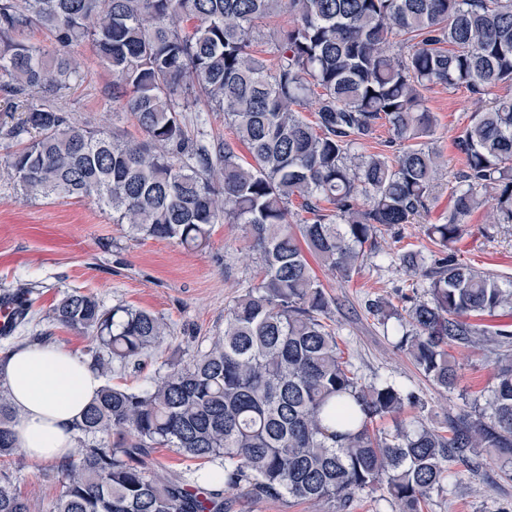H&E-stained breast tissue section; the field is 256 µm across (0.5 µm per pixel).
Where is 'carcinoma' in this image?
<instances>
[{
  "label": "carcinoma",
  "mask_w": 512,
  "mask_h": 512,
  "mask_svg": "<svg viewBox=\"0 0 512 512\" xmlns=\"http://www.w3.org/2000/svg\"><path fill=\"white\" fill-rule=\"evenodd\" d=\"M276 12L293 22L269 66L253 43L256 22ZM30 27L58 50L25 42ZM86 40L144 139L90 129L57 106L76 76L65 49ZM0 83L21 110L0 121V137L19 145L7 167L25 197L91 199L134 237L190 248L206 245L215 224H240L259 259L224 334L188 362L162 361L138 388L103 385L74 425L78 453L54 467V512H222L226 484L313 504L380 487L395 512H422L432 494L459 486L449 457L512 464V351L493 365L488 416L463 413L447 436L405 421L378 432L377 421L416 396L389 379L364 383L340 361L322 321L332 300L306 258L348 278L386 258L382 228L427 209L442 162L423 91L464 86L482 96L512 85V0H0ZM202 98L224 112L251 161L222 140L189 137L185 113ZM307 101L312 124L298 110ZM381 120L398 143L394 157L358 153ZM458 145L465 165L448 220L424 226L439 252L429 263L400 256L428 281V298L402 314L369 305L383 323L395 319L400 346L445 391L457 383L448 346L512 343L474 323L512 310V288L448 252L478 209L512 224V97L475 112ZM295 196L312 214L298 224L289 220ZM32 293L20 283L9 294L16 328L31 320ZM47 319L95 339L90 365L106 379L157 351L167 328L149 311L108 309L78 289ZM17 418L0 386V460L15 454ZM160 446L199 467L154 464ZM0 512H29L2 469Z\"/></svg>",
  "instance_id": "1"
}]
</instances>
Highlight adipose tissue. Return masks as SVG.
<instances>
[{"instance_id":"1","label":"adipose tissue","mask_w":512,"mask_h":512,"mask_svg":"<svg viewBox=\"0 0 512 512\" xmlns=\"http://www.w3.org/2000/svg\"><path fill=\"white\" fill-rule=\"evenodd\" d=\"M0 379L19 414L16 447L33 461L69 456L73 424L101 390L100 375L70 351L50 344L19 347L0 363Z\"/></svg>"}]
</instances>
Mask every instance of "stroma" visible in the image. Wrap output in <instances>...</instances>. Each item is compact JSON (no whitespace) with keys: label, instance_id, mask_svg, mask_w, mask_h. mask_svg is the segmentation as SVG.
<instances>
[{"label":"stroma","instance_id":"obj_1","mask_svg":"<svg viewBox=\"0 0 512 512\" xmlns=\"http://www.w3.org/2000/svg\"><path fill=\"white\" fill-rule=\"evenodd\" d=\"M70 54L78 72L60 99V107L90 128L140 137L141 130L124 100L113 97L112 73L92 44L72 46ZM423 103L436 117L431 145L442 155L444 165L427 211L413 223L382 229L379 243L395 255L436 252L423 227L448 219L452 205L448 180L464 166L457 140L478 107L476 96L464 87H432L425 91ZM186 123L191 135L232 143L238 156L247 157L246 147L238 143L223 113L190 112ZM12 150L9 141L0 139V296L12 291L17 282L33 284L34 319L27 330L1 337L0 349L24 343L30 335L49 328L44 314L75 288L94 293L108 307L148 310L170 326L160 350L145 358L141 371L114 369L111 381L117 385L138 387L161 361L188 360L196 350V340L223 332L225 312L257 269L256 260L246 257L248 243L240 225H214L208 246L201 250L185 248L174 239L135 238L88 199L31 200L23 196L5 165ZM450 250L459 262L493 274L502 285L512 284V224L490 223L486 210L475 211ZM308 263L333 300L325 321L352 370L362 382L390 377L416 393L418 404L406 409L404 419L420 421L444 434L460 413L484 407L496 358L492 347L450 346L458 382L446 392L417 368L399 347L397 336L368 309L371 301L379 299L393 310H402L405 296L419 291L420 276L397 264L380 267L370 261L347 279L323 267L317 258H309ZM52 331L54 345L81 357L94 344L92 337L65 327ZM9 467L30 512H53L60 486L51 478L52 462H35L18 452ZM452 468L460 473V488L433 495L425 512H512V465L484 457L477 468L457 462ZM224 512H392V507L382 490L361 493L346 503L336 500L315 505L293 497L258 498L237 486L225 488Z\"/></svg>","mask_w":512,"mask_h":512}]
</instances>
